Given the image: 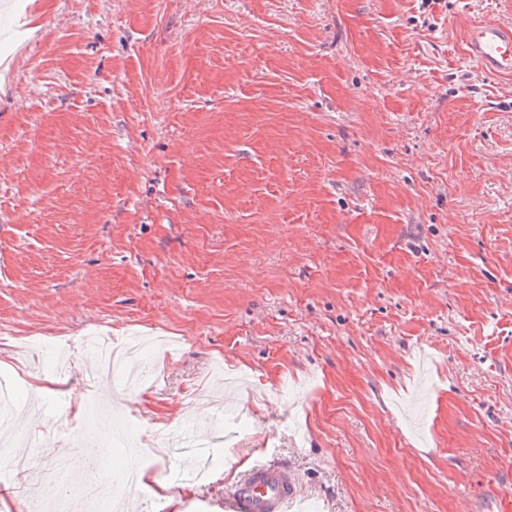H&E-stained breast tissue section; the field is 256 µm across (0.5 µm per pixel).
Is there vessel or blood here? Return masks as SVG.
<instances>
[{
    "label": "vessel or blood",
    "mask_w": 512,
    "mask_h": 512,
    "mask_svg": "<svg viewBox=\"0 0 512 512\" xmlns=\"http://www.w3.org/2000/svg\"><path fill=\"white\" fill-rule=\"evenodd\" d=\"M465 52L482 71L512 76V23L488 20L474 23L465 36ZM300 498L286 469L254 464L235 490L225 496V512H293Z\"/></svg>",
    "instance_id": "b4317fda"
}]
</instances>
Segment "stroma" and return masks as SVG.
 <instances>
[{
  "mask_svg": "<svg viewBox=\"0 0 512 512\" xmlns=\"http://www.w3.org/2000/svg\"><path fill=\"white\" fill-rule=\"evenodd\" d=\"M488 19L512 0H0V424L38 404L70 456L71 392L120 383L87 337L157 336L111 429L182 512L257 460L305 512H497L512 79L464 52ZM188 430L207 447L163 452Z\"/></svg>",
  "mask_w": 512,
  "mask_h": 512,
  "instance_id": "1",
  "label": "stroma"
}]
</instances>
